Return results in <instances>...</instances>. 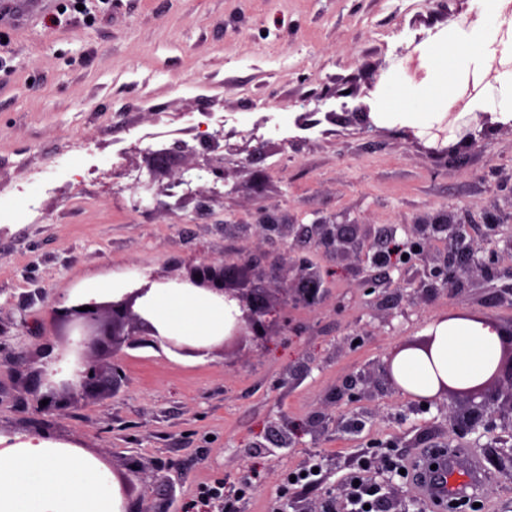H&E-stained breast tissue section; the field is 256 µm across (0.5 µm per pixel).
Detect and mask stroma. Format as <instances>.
Instances as JSON below:
<instances>
[{"label": "stroma", "instance_id": "1", "mask_svg": "<svg viewBox=\"0 0 512 512\" xmlns=\"http://www.w3.org/2000/svg\"><path fill=\"white\" fill-rule=\"evenodd\" d=\"M90 9L95 21L68 12L56 23L0 9V198L37 201L0 222V437L92 452L120 482L125 512H208L193 502L217 483L232 512H278L295 497L313 512H353L354 478L406 512H430L399 472L428 448L477 457L487 476L478 512H512V470L493 462L512 420L464 434L443 417L459 400L421 411L381 385L344 388L446 314L512 324V121L475 108L512 72V54L452 78L463 128L441 137L366 119L383 78L421 83L420 44L474 25L471 0H92ZM196 112L227 117L241 150L224 161L221 204L207 211L193 200L171 213L143 186L147 155L131 148L151 134L184 137ZM265 112L279 113L287 133L262 123ZM86 143L96 168L79 182L62 170L83 164ZM259 201L305 225L390 229L449 214L481 266L426 302L413 293L422 265L382 271L371 255L352 257L337 263L322 311L293 314L292 333L228 355L128 348L116 390L61 415L34 412L47 388L17 358L56 344L55 299L173 273L194 256L325 263L308 240L290 255L268 241L251 219ZM228 224L245 230L225 234ZM378 294L390 305L375 307ZM318 413L323 434L279 447L280 425ZM313 464V483H290Z\"/></svg>", "mask_w": 512, "mask_h": 512}]
</instances>
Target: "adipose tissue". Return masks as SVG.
Wrapping results in <instances>:
<instances>
[{"mask_svg":"<svg viewBox=\"0 0 512 512\" xmlns=\"http://www.w3.org/2000/svg\"><path fill=\"white\" fill-rule=\"evenodd\" d=\"M479 23L459 38L422 45L430 65L420 104L409 95L388 96L387 120L426 127L436 118L435 104L448 91V73L489 64L499 42L503 19L498 0H472ZM151 316L162 332L204 341L224 333V308L192 294L158 289L150 299ZM431 353L409 349L393 363L405 394L419 399L436 396L440 381L474 384L498 363L495 330L469 319L435 324ZM0 512H123L120 484L111 469L93 453L66 444L30 437L0 448Z\"/></svg>","mask_w":512,"mask_h":512,"instance_id":"adipose-tissue-1","label":"adipose tissue"}]
</instances>
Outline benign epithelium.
<instances>
[{
    "label": "benign epithelium",
    "instance_id": "7a95c632",
    "mask_svg": "<svg viewBox=\"0 0 512 512\" xmlns=\"http://www.w3.org/2000/svg\"><path fill=\"white\" fill-rule=\"evenodd\" d=\"M193 139L207 145L209 154L203 162L186 165L178 175L167 183L162 180L167 173L155 164V161L173 154L192 155L194 147L184 140L171 144L161 143L148 151L151 182L158 183V193L175 199L168 205V210L180 209L185 202L196 195H201L200 206L206 208L218 202L221 195L211 188L203 193V184L218 182L225 178L224 169V129L201 132L195 128ZM195 185L196 189L178 194L176 189L186 185ZM254 223L260 225L266 236L276 235L281 241L290 237H299L306 232L314 244L324 253L337 260L351 255H359L370 247L371 235L362 236L358 225L338 223L335 221L316 220L312 224L297 229L282 216L264 206L256 208L252 214ZM432 223L442 225L448 233L446 251L434 254L427 250L424 238L419 234L417 225H412V234L401 241L406 248L407 259L404 263L418 261L425 268L430 281L422 283L418 292L427 299L441 289H454L461 275L468 274L474 267L475 249L465 242L459 227L451 220L440 216ZM244 265L224 259H206L199 262L190 260L184 264V271L171 277L151 276L147 282L134 281L127 291L110 299L89 297L78 294L67 301H58L52 305L49 317L56 331L64 339L59 344V353L55 358L56 368L47 371L35 369V360L22 359L26 371L36 373L38 381L48 382V392L41 399L48 400L45 406L37 408L50 412L61 411L83 397L93 396L113 386L121 377L119 367L103 369L97 362L98 356L116 357L123 348H135L142 345H165L189 353H204L206 349L196 348L190 343L179 342L162 336L159 329L151 322L146 309L148 296L156 288H172L179 291H191L210 299L224 303L228 318L225 323L224 339L216 349L223 352L243 343L248 339L256 345L262 344L272 332L280 333L291 328V313L295 310L315 312L326 301L333 269L296 258L288 273H282L275 265L270 272V284L255 283L247 286L241 280ZM89 310L83 311L81 307ZM448 318H465L491 326L499 336L500 356L496 369L483 382L469 386L456 387L445 382L439 383L438 395L463 397L466 404L451 412L450 418L457 427L475 430L484 425V415L498 412L512 416V325L504 328L496 322L489 321L472 312H459ZM434 337L429 335L418 342H406L391 352L386 361L379 364L373 375L355 378L348 385L352 390L359 382L367 383L378 378L395 390L401 386L393 375L392 365L398 354L405 349H419L431 354ZM508 381V389H502L501 380ZM326 428V417L317 414L307 422L304 429L285 426L280 430L283 438L300 435L306 431L313 435L321 434Z\"/></svg>",
    "mask_w": 512,
    "mask_h": 512
}]
</instances>
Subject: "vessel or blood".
Masks as SVG:
<instances>
[{"mask_svg":"<svg viewBox=\"0 0 512 512\" xmlns=\"http://www.w3.org/2000/svg\"><path fill=\"white\" fill-rule=\"evenodd\" d=\"M413 489L430 505L481 491L486 477L478 460L451 451L437 461L422 460L411 470Z\"/></svg>","mask_w":512,"mask_h":512,"instance_id":"vessel-or-blood-1","label":"vessel or blood"}]
</instances>
